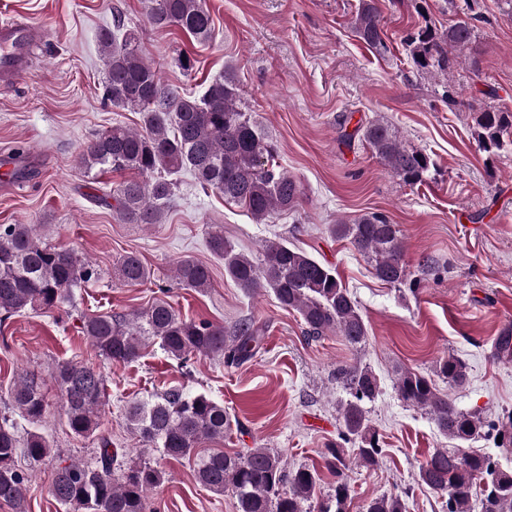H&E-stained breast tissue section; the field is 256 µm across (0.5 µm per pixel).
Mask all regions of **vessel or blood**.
I'll use <instances>...</instances> for the list:
<instances>
[{
  "label": "vessel or blood",
  "mask_w": 512,
  "mask_h": 512,
  "mask_svg": "<svg viewBox=\"0 0 512 512\" xmlns=\"http://www.w3.org/2000/svg\"><path fill=\"white\" fill-rule=\"evenodd\" d=\"M46 36L44 27L10 17L0 18V84L15 85L32 67L34 49ZM36 157L35 151L0 153V182H13L16 171Z\"/></svg>",
  "instance_id": "obj_1"
}]
</instances>
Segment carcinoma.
Masks as SVG:
<instances>
[{
  "label": "carcinoma",
  "instance_id": "cac0c4a2",
  "mask_svg": "<svg viewBox=\"0 0 512 512\" xmlns=\"http://www.w3.org/2000/svg\"><path fill=\"white\" fill-rule=\"evenodd\" d=\"M147 18L156 28L178 27L199 43L213 37L214 26L205 0H148ZM353 31L363 43L386 49L375 0H360ZM105 66L104 100L113 107L138 112L142 129L120 124L96 134L79 156L85 173L132 171L127 180L98 202L112 207L125 224H160L176 196L178 175L188 171L205 189L224 195V201L244 206L263 222L275 214L298 208L302 192L297 181L274 163L276 149L252 114L242 108L235 75L226 70L211 80L200 95H186L161 82L160 69L143 51L139 34L117 17L98 35ZM474 27L460 20L444 31L419 27L404 40L420 74L450 68L449 53L473 51ZM512 134V112L481 107L475 112L472 135L483 151L506 145ZM362 138L375 157L407 184L424 180L433 162L429 155L403 144L398 131L376 119ZM330 233L346 239L371 263L375 277L393 286L408 278L402 260L403 240L398 225L382 213H369L351 224H332ZM213 254L224 260V273L244 294L269 290L278 304L299 314L304 335L317 340L341 336L358 349L366 343L367 327L357 301L332 267L286 242L267 241L258 256L236 249L216 231L209 237ZM119 280L139 285L149 271L139 255L126 253L116 267ZM179 284L203 291L210 287L209 269L190 258L177 264ZM98 277V270L82 262L74 249L42 241L36 224H0V314L52 313L74 298V289ZM83 334L99 354L114 363L128 364L142 357L149 342L185 362L193 355L224 359L227 366L251 358L264 340L253 322L240 324L234 334L208 320L187 319L167 301L156 299L129 315L105 314L85 318ZM494 356L512 359V324L494 342ZM437 376L449 385L468 380L466 363L453 353L437 362ZM350 398L339 411V438L354 445L353 459L373 466L381 454L378 433L368 424L366 404L380 393V378L369 367L340 368ZM66 424L79 438H94L95 459L87 464L60 460L55 466L51 493L65 512H145L147 493L164 473L147 461L135 463L119 476L112 474L117 451L110 436L98 432L106 400L105 379L94 366L81 361L58 364L52 373ZM395 390L406 405L430 413L438 431L459 447L437 448L422 464L417 482L439 494L446 512H512V472L490 456L462 448L481 437L486 422L464 412L438 392L434 380L404 370ZM6 399L22 420L35 427L43 422L49 403L35 373H27L7 392ZM128 424L143 442L162 455L195 460L197 481L222 494L230 489L237 512H348L351 501L347 450L340 444L326 448L328 469L336 476L331 491L317 497L320 474L298 467L285 472L280 456L269 448H249L228 454L219 448H200L205 440H220L230 427L224 405L205 393L172 387L161 395L127 407ZM47 437L37 431L19 435L16 423L0 418V501L26 512L27 476L15 465L24 454L39 461L52 455ZM363 512H407L405 500L383 494L367 501Z\"/></svg>",
  "mask_w": 512,
  "mask_h": 512
}]
</instances>
